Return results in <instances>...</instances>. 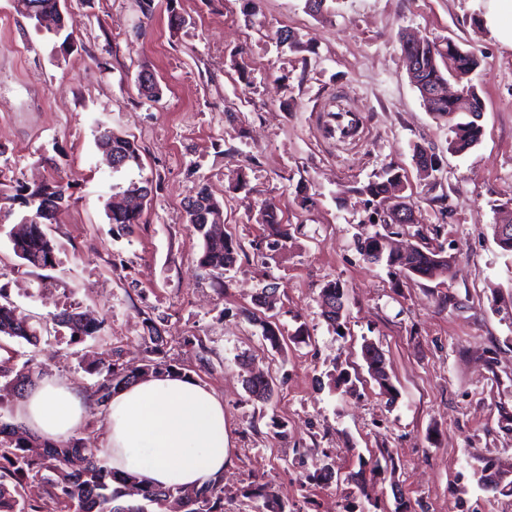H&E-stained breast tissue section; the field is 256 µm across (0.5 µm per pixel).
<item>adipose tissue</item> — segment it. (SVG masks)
Masks as SVG:
<instances>
[{"label": "adipose tissue", "instance_id": "adipose-tissue-1", "mask_svg": "<svg viewBox=\"0 0 512 512\" xmlns=\"http://www.w3.org/2000/svg\"><path fill=\"white\" fill-rule=\"evenodd\" d=\"M484 28L512 49V0H472ZM87 413L77 387L43 380L19 403L20 421L43 439L72 437ZM224 402L211 388L180 376L150 377L114 395L99 457L152 485L200 487L232 463Z\"/></svg>", "mask_w": 512, "mask_h": 512}]
</instances>
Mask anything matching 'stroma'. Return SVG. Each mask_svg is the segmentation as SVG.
<instances>
[{
  "instance_id": "stroma-1",
  "label": "stroma",
  "mask_w": 512,
  "mask_h": 512,
  "mask_svg": "<svg viewBox=\"0 0 512 512\" xmlns=\"http://www.w3.org/2000/svg\"><path fill=\"white\" fill-rule=\"evenodd\" d=\"M74 47L38 30L0 0V292L40 325L31 344L0 340L5 354L44 378L91 396L89 358L144 359L143 318H158L169 360L224 401L233 463L224 512H254L239 497L269 483L303 512H512V495L479 485L485 461L512 470V256L494 227L512 196V49L477 21L471 0H67ZM296 43L280 44V31ZM445 42L481 60L472 75L484 104L483 136L449 148L447 123L428 112L402 53L405 35ZM163 94L140 95L141 71ZM364 121L360 140L332 136L331 111ZM130 135L141 167L112 171L95 143L98 125ZM437 156L421 178L415 147ZM403 176L416 223L385 227L393 247L426 244L452 258L447 275L392 276L357 241L374 234L361 189L388 167ZM145 178L153 194L140 224L107 215L114 188ZM58 180L72 196L48 232L52 268L22 265L8 231L28 215L27 190ZM207 184L240 245L216 289L197 265L200 237L185 203ZM272 201L288 224L273 245L257 218ZM330 281L344 292L341 329L322 316ZM275 284L276 323L303 341L272 350L245 317ZM73 307L104 324L72 336L54 314ZM200 337L202 348L185 345ZM385 354L395 399L381 394L361 358L363 341ZM209 365L201 367L199 354ZM269 375L270 404L249 396L245 367ZM349 373L352 391L334 386ZM288 424L274 436L272 419ZM390 451L395 474L365 488L345 482L360 461ZM342 482H316L325 458Z\"/></svg>"
}]
</instances>
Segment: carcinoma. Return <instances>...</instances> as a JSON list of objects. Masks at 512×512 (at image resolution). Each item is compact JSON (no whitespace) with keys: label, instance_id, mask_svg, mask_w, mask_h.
<instances>
[{"label":"carcinoma","instance_id":"obj_1","mask_svg":"<svg viewBox=\"0 0 512 512\" xmlns=\"http://www.w3.org/2000/svg\"><path fill=\"white\" fill-rule=\"evenodd\" d=\"M55 0H14L16 11L29 17V6L39 4L38 11L48 12L54 8ZM407 55L416 59L419 65L418 82L422 86L435 87L447 82V77L456 76L463 83L462 90L473 96L475 108L462 109L452 101L434 103L436 117L451 123L454 137L450 149L455 153H465L475 147L482 137V125L477 109L480 99L470 83V75L479 67L477 55L471 51L459 52V47L451 41L445 45L430 40L415 42L404 49ZM97 146L112 152V156L122 161V167L141 166L140 149L130 137L119 131L112 134L98 130ZM403 185L402 175L391 168L386 177L363 186L362 192L374 202L394 194ZM142 191L149 197L153 193V181L145 179L132 182L120 193L113 195V201L106 203L107 214L112 223L121 228H130L141 222V211L126 209L119 198L128 192ZM71 195L59 182L44 184L28 193L24 204L31 208L27 231L18 236L10 233L12 250L16 257L33 267H53L56 265L55 241L44 231V225L53 224L56 215L69 207ZM188 223L202 238V251L198 266L212 280L218 289L224 288V272L237 263L239 245L232 237L216 234L200 217L187 215ZM259 223L266 226L274 244L288 242V232L281 229L279 208L273 202H266L259 212ZM365 257L373 256L386 261L388 267L405 277L433 279L450 268L448 255L442 250L424 245L411 247L401 255L390 247L388 238L374 234L359 244ZM255 310L247 311V319L258 324L262 336L274 350L281 348L283 333L270 316L261 317L257 311L273 310L267 296L259 293L254 299ZM54 320L71 330L73 336H91L100 331L103 323L88 321L80 312L65 310ZM147 336L143 337L147 356L143 364L131 368L121 361L115 351L112 359L103 370H97L100 379L93 385L92 397L100 415H105L112 394L136 381L162 374H177L190 377L182 368L166 357L167 342L161 336L154 318L143 319ZM0 336L20 337L27 341L38 338L37 329L30 324L29 317L10 302L0 303ZM362 357L366 365L381 364L384 354L372 341L362 345ZM33 367L29 362L19 365L14 357L0 360V392L14 396L22 395L25 387L33 383ZM273 380L260 375L247 379V389L251 396L266 400L270 395ZM8 416L9 421H1ZM382 460L368 465L359 459V471L349 475L350 481L362 486L366 475L380 476L387 471H395L396 465L389 451L381 453ZM39 481L47 486L46 497L40 502H31L24 496L26 484ZM240 495L252 502L262 503L265 512H297L279 495L269 490L268 484L252 482L240 490ZM224 482L215 480L188 494L185 490L163 489L148 486L132 475H120L108 462L96 454L94 448L80 439L64 443L40 440L27 434L18 416L14 415L11 400L0 397V512H224Z\"/></svg>","mask_w":512,"mask_h":512}]
</instances>
